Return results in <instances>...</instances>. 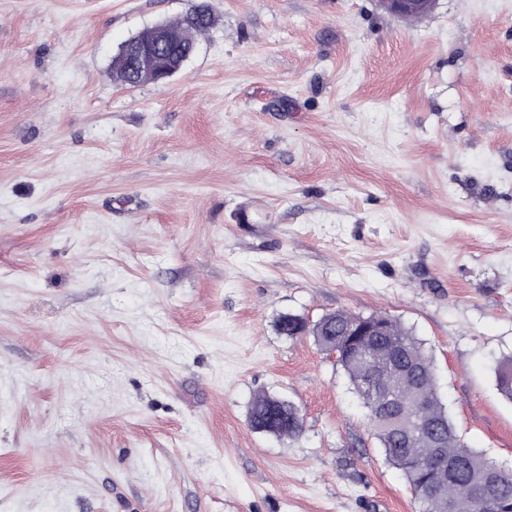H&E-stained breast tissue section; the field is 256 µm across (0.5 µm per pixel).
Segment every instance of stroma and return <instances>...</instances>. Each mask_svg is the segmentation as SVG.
I'll return each mask as SVG.
<instances>
[{
    "label": "stroma",
    "mask_w": 512,
    "mask_h": 512,
    "mask_svg": "<svg viewBox=\"0 0 512 512\" xmlns=\"http://www.w3.org/2000/svg\"><path fill=\"white\" fill-rule=\"evenodd\" d=\"M192 3L0 0V512H419L284 313L399 318L512 469V0H211L179 73L113 80ZM390 13L407 21L429 14L438 0H379ZM496 385L499 394L512 402V356L503 358L496 369ZM281 398L266 393L254 397L249 410L250 426L277 438L299 440L305 430L303 417L294 403L287 404Z\"/></svg>",
    "instance_id": "stroma-1"
}]
</instances>
